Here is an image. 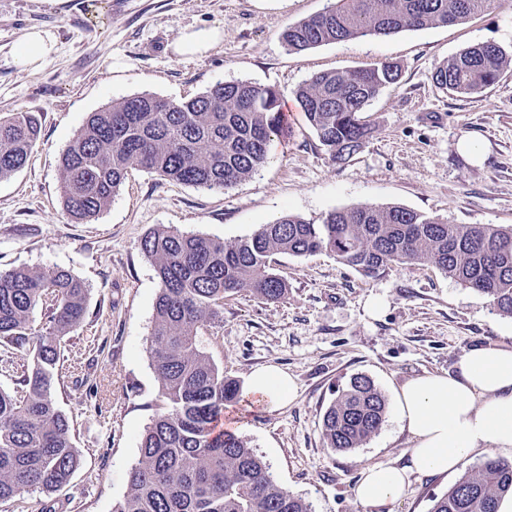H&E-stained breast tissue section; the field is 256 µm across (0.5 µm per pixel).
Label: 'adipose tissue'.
<instances>
[{
	"instance_id": "ef3b65f1",
	"label": "adipose tissue",
	"mask_w": 512,
	"mask_h": 512,
	"mask_svg": "<svg viewBox=\"0 0 512 512\" xmlns=\"http://www.w3.org/2000/svg\"><path fill=\"white\" fill-rule=\"evenodd\" d=\"M55 49L50 32L31 30L15 45L13 62L22 70L42 68ZM294 382L265 367L246 381L248 404L284 406ZM397 420L409 435V461L402 466L365 467L356 499L377 508L401 499L417 473L446 475L472 455L496 449L512 454V346L487 343L470 348L453 373L425 374L406 382L396 396Z\"/></svg>"
}]
</instances>
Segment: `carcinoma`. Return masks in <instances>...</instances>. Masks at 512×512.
<instances>
[{"mask_svg":"<svg viewBox=\"0 0 512 512\" xmlns=\"http://www.w3.org/2000/svg\"><path fill=\"white\" fill-rule=\"evenodd\" d=\"M322 12L288 26V51L408 28L455 24L503 5V0H328ZM512 55L493 42L462 50L436 67L432 80L457 94L495 84ZM401 78L389 61L351 72L313 75L296 100L320 146L342 163L368 142L363 109ZM288 134L278 90L242 81L218 82L189 100L138 94L94 112L60 157L61 197L77 223L96 219L130 168L207 190L251 177L269 159L273 138ZM40 136L30 112L0 117V179L24 167ZM140 250L159 281L148 349L162 406L146 428L128 491L113 512H312V506L274 478L239 433L219 429L237 380L198 346L199 333L221 321L224 298L248 291L267 302L288 294L275 256L328 252L366 276L393 264H430L489 297L512 317V226L448 224L401 206L334 209L321 223L285 213L251 235L223 240L160 226ZM55 299L44 320L32 317ZM88 287L71 273L49 268L0 272V351L26 350L30 370L20 394L0 390V503L31 490H57L80 465L69 419L54 393L64 377L60 345L83 320ZM383 392L366 376L350 379L323 416L326 447L350 453L381 428ZM512 494V461L488 458L463 474L431 512H497Z\"/></svg>","mask_w":512,"mask_h":512,"instance_id":"obj_1","label":"carcinoma"}]
</instances>
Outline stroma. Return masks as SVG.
I'll return each instance as SVG.
<instances>
[{
	"mask_svg": "<svg viewBox=\"0 0 512 512\" xmlns=\"http://www.w3.org/2000/svg\"><path fill=\"white\" fill-rule=\"evenodd\" d=\"M326 0H0V115H36L41 138L25 166L0 179V271L59 268L85 281L87 314L64 339L68 371L55 387L69 416L81 466L69 485L39 489L7 512H112L128 490L141 437L161 397L148 351L158 280L141 252L163 225L232 240L284 213L318 222L334 209L398 205L451 224L512 225V68L474 95L437 87L436 66L465 47L493 42L512 51V5L447 26L406 29L322 45L300 54L281 39L288 25ZM221 26L223 41L201 56L173 44L188 28ZM51 31L55 50L36 71L12 62L32 29ZM402 70L365 108L368 144L332 161L295 108L298 87L323 71L382 60ZM219 81L277 89L293 107L288 137L258 174L222 190L129 170L111 204L88 224L73 223L60 194V156L90 113L135 94L197 96ZM474 139L482 153H463ZM288 296L265 302L248 292L224 300L221 322L200 342L225 374L246 383L276 366L291 376L287 406L238 405L230 414L276 479L313 512H370L355 498L369 465H402L410 446L396 421L395 392L426 373H450L478 343L512 336V317L489 298L431 265L397 264L369 277L332 254L281 255ZM383 312H367L370 301ZM370 377L387 414L361 448H326L323 415L350 377ZM455 475H415L405 496L380 512H430Z\"/></svg>",
	"mask_w": 512,
	"mask_h": 512,
	"instance_id": "stroma-1",
	"label": "stroma"
}]
</instances>
